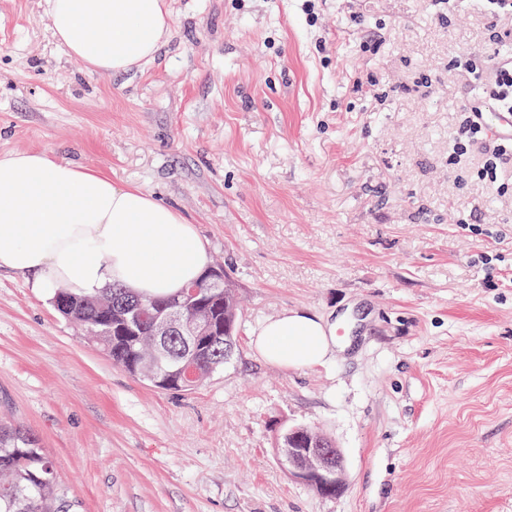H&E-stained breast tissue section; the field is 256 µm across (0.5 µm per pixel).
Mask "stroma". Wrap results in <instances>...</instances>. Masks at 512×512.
Instances as JSON below:
<instances>
[{
	"mask_svg": "<svg viewBox=\"0 0 512 512\" xmlns=\"http://www.w3.org/2000/svg\"><path fill=\"white\" fill-rule=\"evenodd\" d=\"M170 33L90 73L45 0H0V156L45 151L158 195L241 299L237 350L187 392L115 366L0 269V418L34 431L79 512H512V195L452 158L462 55L512 51L480 0H167ZM352 310L356 339L285 370L266 319ZM341 448L318 494L275 448Z\"/></svg>",
	"mask_w": 512,
	"mask_h": 512,
	"instance_id": "stroma-1",
	"label": "stroma"
}]
</instances>
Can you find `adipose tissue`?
Returning a JSON list of instances; mask_svg holds the SVG:
<instances>
[{"label": "adipose tissue", "instance_id": "ef3b65f1", "mask_svg": "<svg viewBox=\"0 0 512 512\" xmlns=\"http://www.w3.org/2000/svg\"><path fill=\"white\" fill-rule=\"evenodd\" d=\"M47 18L65 52L105 76L154 58L170 32L165 0H47ZM207 262L195 225L150 192L47 152L0 158V268L26 277L35 293L62 285L94 295L118 284L163 296L197 280ZM337 325L287 310L265 320L251 345L286 370L322 366Z\"/></svg>", "mask_w": 512, "mask_h": 512}]
</instances>
